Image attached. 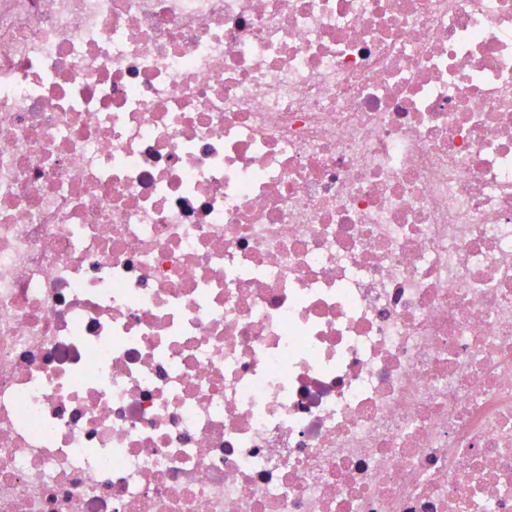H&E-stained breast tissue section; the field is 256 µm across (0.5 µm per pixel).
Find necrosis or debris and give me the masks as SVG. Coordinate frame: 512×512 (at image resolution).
<instances>
[{"label":"necrosis or debris","instance_id":"necrosis-or-debris-1","mask_svg":"<svg viewBox=\"0 0 512 512\" xmlns=\"http://www.w3.org/2000/svg\"><path fill=\"white\" fill-rule=\"evenodd\" d=\"M0 512H512V0H0Z\"/></svg>","mask_w":512,"mask_h":512}]
</instances>
